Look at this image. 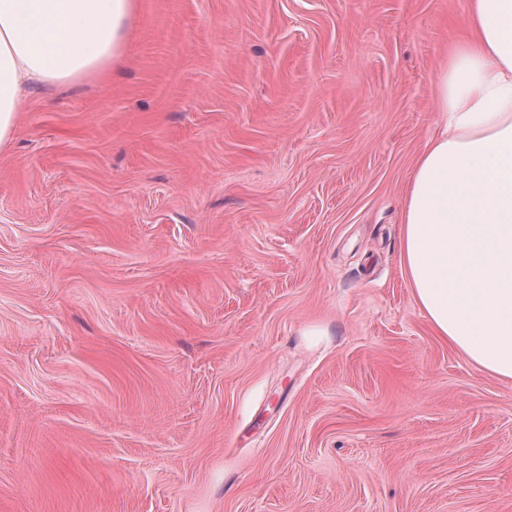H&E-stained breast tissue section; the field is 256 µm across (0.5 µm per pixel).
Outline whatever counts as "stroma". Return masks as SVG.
<instances>
[{
	"mask_svg": "<svg viewBox=\"0 0 512 512\" xmlns=\"http://www.w3.org/2000/svg\"><path fill=\"white\" fill-rule=\"evenodd\" d=\"M469 0H138L0 152V512H512V381L403 189Z\"/></svg>",
	"mask_w": 512,
	"mask_h": 512,
	"instance_id": "1",
	"label": "stroma"
}]
</instances>
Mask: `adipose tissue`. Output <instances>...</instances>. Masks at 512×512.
<instances>
[{
  "mask_svg": "<svg viewBox=\"0 0 512 512\" xmlns=\"http://www.w3.org/2000/svg\"><path fill=\"white\" fill-rule=\"evenodd\" d=\"M135 0H0V151L29 88L101 74L125 53ZM468 36L437 74L443 127L402 208V271L434 333L512 380V0H469Z\"/></svg>",
  "mask_w": 512,
  "mask_h": 512,
  "instance_id": "obj_1",
  "label": "adipose tissue"
}]
</instances>
